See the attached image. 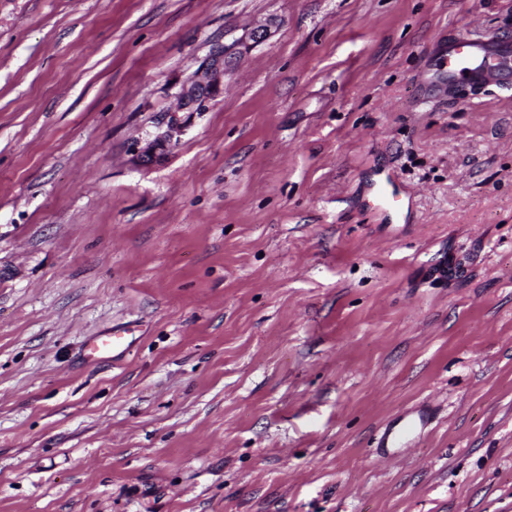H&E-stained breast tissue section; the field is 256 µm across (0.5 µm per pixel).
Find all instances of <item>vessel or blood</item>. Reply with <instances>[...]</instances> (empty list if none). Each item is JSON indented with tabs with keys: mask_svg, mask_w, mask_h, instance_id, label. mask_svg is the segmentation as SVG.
Listing matches in <instances>:
<instances>
[{
	"mask_svg": "<svg viewBox=\"0 0 512 512\" xmlns=\"http://www.w3.org/2000/svg\"><path fill=\"white\" fill-rule=\"evenodd\" d=\"M441 68L448 77H463L473 84L512 88V43L500 41L489 43L483 36L470 34L450 37L442 49ZM400 189L393 179H386L374 189L376 206L381 211L397 209ZM133 345V339L126 328H113L111 333L92 338L86 346L89 360L121 358ZM431 422L430 413L419 414L394 425L383 433L381 445L394 448L405 435L423 431Z\"/></svg>",
	"mask_w": 512,
	"mask_h": 512,
	"instance_id": "vessel-or-blood-1",
	"label": "vessel or blood"
}]
</instances>
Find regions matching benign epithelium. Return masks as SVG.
<instances>
[{
    "label": "benign epithelium",
    "mask_w": 512,
    "mask_h": 512,
    "mask_svg": "<svg viewBox=\"0 0 512 512\" xmlns=\"http://www.w3.org/2000/svg\"><path fill=\"white\" fill-rule=\"evenodd\" d=\"M268 34V26L256 27L240 38L217 47L191 81L182 88L180 98L183 106L193 107L198 112L204 111L206 103L223 90L225 69L236 63L253 45L265 41ZM178 132L179 126L173 118L168 122L166 132L138 150V161L149 164L165 157L179 144L176 138Z\"/></svg>",
    "instance_id": "benign-epithelium-1"
}]
</instances>
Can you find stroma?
I'll list each match as a JSON object with an SVG mask.
<instances>
[{"label": "stroma", "mask_w": 512, "mask_h": 512, "mask_svg": "<svg viewBox=\"0 0 512 512\" xmlns=\"http://www.w3.org/2000/svg\"><path fill=\"white\" fill-rule=\"evenodd\" d=\"M474 30L512 0H0V512H512V91L418 100ZM268 26L256 27L230 43L217 47L179 95L183 108L193 107L197 112L206 109V103L224 88V71L236 63L249 48L266 40ZM251 41V43H249ZM167 126L166 132L156 136L146 146L138 150L137 158L140 163L156 162L169 154L179 144V139L176 138V134L179 132L176 119L172 117ZM399 195L400 189L391 176H387L386 180L377 184L374 189L376 206L383 212L397 209ZM133 345L130 332L123 327H113L112 332L92 338L86 346L87 359L92 361L118 359L127 354ZM431 422V415L423 412L416 419L404 421L401 425H394L389 431H385L381 438V448H396L400 444L401 439L415 431L422 432Z\"/></svg>", "instance_id": "35a3bbf8"}]
</instances>
